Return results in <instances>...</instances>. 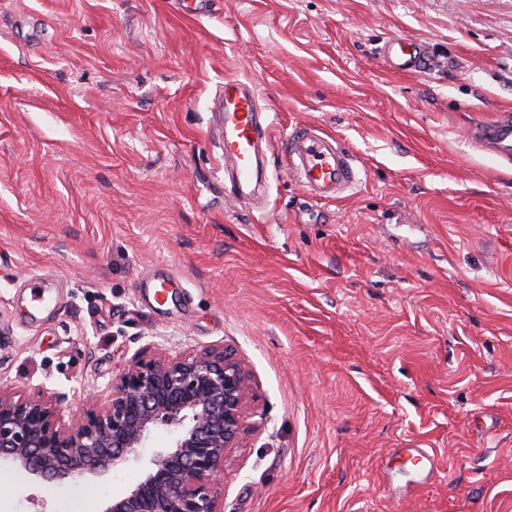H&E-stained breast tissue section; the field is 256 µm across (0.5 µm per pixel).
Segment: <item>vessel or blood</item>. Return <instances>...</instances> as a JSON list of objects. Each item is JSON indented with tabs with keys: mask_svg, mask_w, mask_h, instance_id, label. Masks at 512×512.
Segmentation results:
<instances>
[{
	"mask_svg": "<svg viewBox=\"0 0 512 512\" xmlns=\"http://www.w3.org/2000/svg\"><path fill=\"white\" fill-rule=\"evenodd\" d=\"M381 60L392 71H420L434 64L431 55L402 39L391 40L383 48ZM218 110L223 116L224 161L232 169L231 197L243 199L263 185L260 162L268 145V127L254 89L241 80H225ZM468 135L478 149L499 164L512 165L511 111L499 112L487 121L472 122ZM285 151L291 175L310 194L339 199L359 181L354 156L340 140L317 125L293 128L285 141Z\"/></svg>",
	"mask_w": 512,
	"mask_h": 512,
	"instance_id": "vessel-or-blood-1",
	"label": "vessel or blood"
}]
</instances>
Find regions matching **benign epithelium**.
<instances>
[{"label": "benign epithelium", "mask_w": 512, "mask_h": 512, "mask_svg": "<svg viewBox=\"0 0 512 512\" xmlns=\"http://www.w3.org/2000/svg\"><path fill=\"white\" fill-rule=\"evenodd\" d=\"M250 384L222 347L172 355L135 353L112 379L108 398L64 421L58 392L0 385V466L23 482L103 479L140 460L138 449L163 428L174 445L153 452L145 474L104 512H224V463L246 429Z\"/></svg>", "instance_id": "benign-epithelium-1"}]
</instances>
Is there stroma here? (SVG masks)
I'll return each instance as SVG.
<instances>
[{"mask_svg": "<svg viewBox=\"0 0 512 512\" xmlns=\"http://www.w3.org/2000/svg\"><path fill=\"white\" fill-rule=\"evenodd\" d=\"M393 37L436 67L386 70ZM228 78L269 125L251 205L224 179ZM504 108L512 0H0V383L65 393L68 419L149 343L225 346L251 431L224 512H512V166L467 137ZM303 123L356 156L347 197L289 177ZM403 448L436 452L415 493ZM142 475L2 467L0 512H101Z\"/></svg>", "mask_w": 512, "mask_h": 512, "instance_id": "obj_1", "label": "stroma"}]
</instances>
